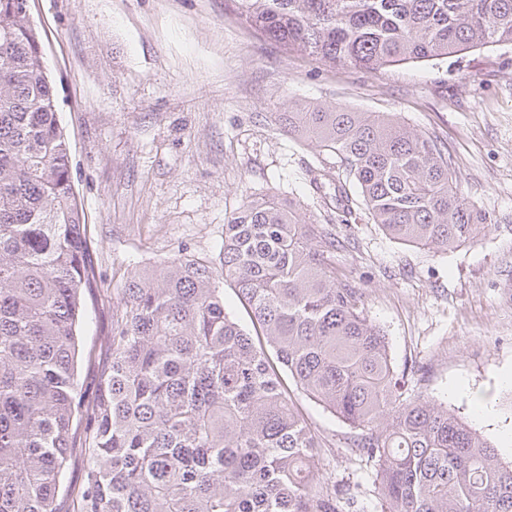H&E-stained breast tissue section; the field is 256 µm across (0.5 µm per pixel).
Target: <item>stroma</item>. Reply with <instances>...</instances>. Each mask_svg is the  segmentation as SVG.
Wrapping results in <instances>:
<instances>
[{"label":"stroma","instance_id":"obj_1","mask_svg":"<svg viewBox=\"0 0 512 512\" xmlns=\"http://www.w3.org/2000/svg\"><path fill=\"white\" fill-rule=\"evenodd\" d=\"M72 181L106 288L187 254L219 265L224 224L274 195L316 224L336 215L335 158L280 131L277 113L312 101L390 112L437 138L464 195L489 214L451 252L390 239L354 207L333 261L361 288L409 394L447 402L512 460V48L487 47L368 72L332 68L257 38L224 0H32ZM108 304H87L80 383L93 396L111 362ZM320 462L381 512L352 430L299 391ZM494 415L478 416L474 397Z\"/></svg>","mask_w":512,"mask_h":512}]
</instances>
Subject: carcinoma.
<instances>
[{
    "instance_id": "cac0c4a2",
    "label": "carcinoma",
    "mask_w": 512,
    "mask_h": 512,
    "mask_svg": "<svg viewBox=\"0 0 512 512\" xmlns=\"http://www.w3.org/2000/svg\"><path fill=\"white\" fill-rule=\"evenodd\" d=\"M0 0V512H57L69 449L88 465L77 512H365L324 472L296 388L357 430L382 512H512V462L429 397L405 398L387 337L336 271L331 224L274 196L224 224L221 269L173 258L109 297L112 363L96 397L77 380L97 248L75 196L39 32ZM241 27L322 65L366 71L512 47V0H224ZM282 131L336 158L403 244L451 251L491 223L437 139L388 112L315 103ZM231 282L256 336L224 308Z\"/></svg>"
}]
</instances>
